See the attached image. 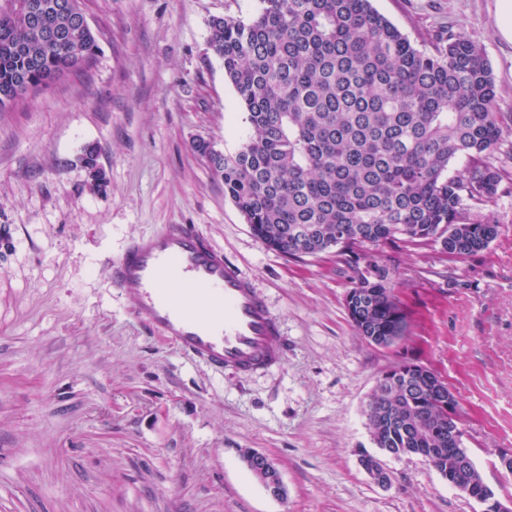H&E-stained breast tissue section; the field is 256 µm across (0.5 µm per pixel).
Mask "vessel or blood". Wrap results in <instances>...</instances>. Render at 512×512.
Instances as JSON below:
<instances>
[{"instance_id": "vessel-or-blood-1", "label": "vessel or blood", "mask_w": 512, "mask_h": 512, "mask_svg": "<svg viewBox=\"0 0 512 512\" xmlns=\"http://www.w3.org/2000/svg\"><path fill=\"white\" fill-rule=\"evenodd\" d=\"M112 282L137 301V319L184 354L218 370L281 364V324L252 279L191 224L140 238L115 261Z\"/></svg>"}]
</instances>
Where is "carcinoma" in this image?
<instances>
[{
    "label": "carcinoma",
    "mask_w": 512,
    "mask_h": 512,
    "mask_svg": "<svg viewBox=\"0 0 512 512\" xmlns=\"http://www.w3.org/2000/svg\"><path fill=\"white\" fill-rule=\"evenodd\" d=\"M65 28L56 0H8L0 8V112L17 76L33 92L89 66L98 51L87 26L58 44L25 20ZM209 45L224 65L249 133L233 153L194 151L224 181V196L267 248L317 256L332 248L347 263L367 260L345 299L362 336H395L402 320L388 271L373 251L402 236L454 258L485 250L497 222L468 202L492 198L507 178L495 164L503 117L490 65L467 34L448 32L433 52L416 47L372 0H259L249 18L209 22ZM465 170L448 173L459 158ZM92 186H106L99 148L82 149ZM380 377L364 406L371 440L386 455L422 454L445 478L459 439L457 402L437 399V377L402 363Z\"/></svg>",
    "instance_id": "cac0c4a2"
}]
</instances>
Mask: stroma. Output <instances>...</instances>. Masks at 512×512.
<instances>
[{
    "label": "stroma",
    "instance_id": "1",
    "mask_svg": "<svg viewBox=\"0 0 512 512\" xmlns=\"http://www.w3.org/2000/svg\"><path fill=\"white\" fill-rule=\"evenodd\" d=\"M501 0H373L418 47L447 31L482 48L507 113L512 41ZM99 53L0 112V512H481L421 457H385L391 483L358 463L364 403L390 368L437 373L458 404L484 482L512 501V180L483 214L489 247L453 259L398 238L375 250L406 317L401 340L358 336L345 308L355 265L267 249L194 152L232 151L249 131L208 22L258 0H86ZM100 149L108 187L78 157ZM191 224L249 276L281 322V367L239 375L182 353L134 315L111 265L140 237ZM252 448L287 488L245 468ZM242 459L249 473L261 483L271 497L282 500L287 496L279 470L268 455L245 449L242 452Z\"/></svg>",
    "mask_w": 512,
    "mask_h": 512
}]
</instances>
